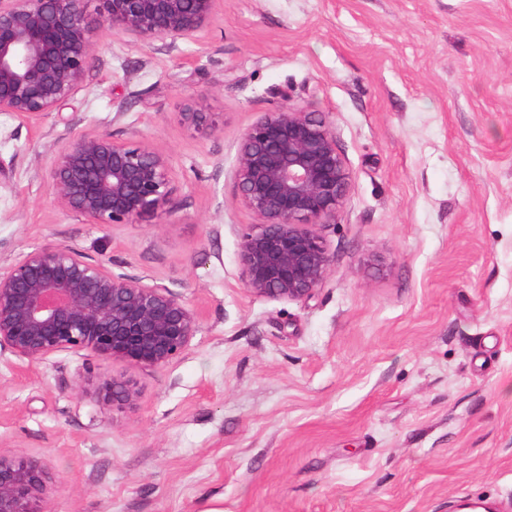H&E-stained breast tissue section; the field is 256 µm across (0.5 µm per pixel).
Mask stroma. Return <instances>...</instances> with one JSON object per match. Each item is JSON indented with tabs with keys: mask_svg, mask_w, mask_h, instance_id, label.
I'll list each match as a JSON object with an SVG mask.
<instances>
[{
	"mask_svg": "<svg viewBox=\"0 0 512 512\" xmlns=\"http://www.w3.org/2000/svg\"><path fill=\"white\" fill-rule=\"evenodd\" d=\"M96 23L82 87L0 112V266L67 245L200 313L139 367L92 350L0 353V456L45 471L48 512H512V0H224L194 39ZM204 99L217 129L184 122ZM322 114L350 172L314 225L306 301L251 295L254 215L232 171L257 115ZM80 132L167 154L171 207L104 227L58 208ZM132 381L128 405L99 379ZM96 395L105 404L127 405L134 401L136 391L129 381L104 378L97 384Z\"/></svg>",
	"mask_w": 512,
	"mask_h": 512,
	"instance_id": "obj_1",
	"label": "stroma"
}]
</instances>
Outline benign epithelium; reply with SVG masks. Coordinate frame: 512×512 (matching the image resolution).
<instances>
[{
	"instance_id": "7a95c632",
	"label": "benign epithelium",
	"mask_w": 512,
	"mask_h": 512,
	"mask_svg": "<svg viewBox=\"0 0 512 512\" xmlns=\"http://www.w3.org/2000/svg\"><path fill=\"white\" fill-rule=\"evenodd\" d=\"M93 3L101 25L150 42L196 36L223 0H0V112L41 117L82 86L94 51ZM183 116L209 125L199 99ZM233 177L257 218L241 234L244 287L276 301L311 298L331 259L310 226L336 217L350 183L329 123L290 104L261 113L239 140ZM171 178L168 156L153 147L85 132L59 148L50 191L60 209L92 224H138L168 206ZM199 320L168 287L116 273L68 246L36 248L0 267V352L23 361L90 348L159 367L190 346ZM96 395L127 405L136 391L104 378ZM42 490L35 465L0 457V512H42L35 508Z\"/></svg>"
}]
</instances>
